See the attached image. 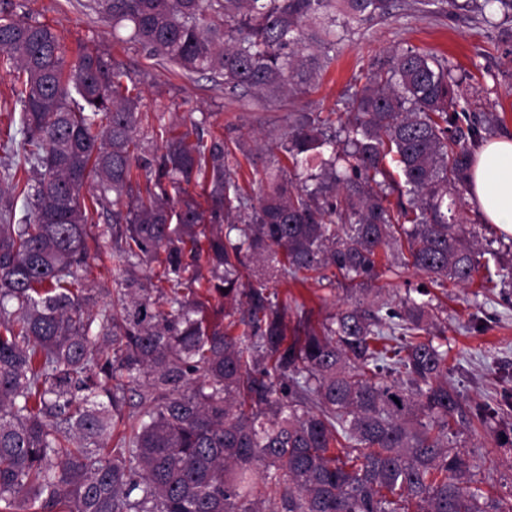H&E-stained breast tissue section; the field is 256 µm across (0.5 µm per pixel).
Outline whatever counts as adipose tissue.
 I'll use <instances>...</instances> for the list:
<instances>
[{"label":"adipose tissue","instance_id":"1","mask_svg":"<svg viewBox=\"0 0 512 512\" xmlns=\"http://www.w3.org/2000/svg\"><path fill=\"white\" fill-rule=\"evenodd\" d=\"M470 195L483 222L512 236V137L489 141L477 149Z\"/></svg>","mask_w":512,"mask_h":512}]
</instances>
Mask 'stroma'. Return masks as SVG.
Listing matches in <instances>:
<instances>
[{
  "label": "stroma",
  "instance_id": "obj_1",
  "mask_svg": "<svg viewBox=\"0 0 512 512\" xmlns=\"http://www.w3.org/2000/svg\"><path fill=\"white\" fill-rule=\"evenodd\" d=\"M84 2L12 0L13 16L50 27L60 36L66 53L95 48L123 63L142 91L146 131L162 120L182 132L191 121L205 117L218 133L233 124L276 132L278 116L291 107L340 111L353 76L367 70L374 59L412 47L443 55L454 74H465L462 97L473 107L497 113L498 136H512V18L501 14L489 22L472 13L446 17L424 11L418 0H399L394 16L362 27L340 46L335 61L314 87L263 106L225 92L206 74H185L147 58L127 42L125 30H113L111 20L86 9ZM79 275L82 282L98 288L97 301L102 304L109 301L121 271L106 251L91 257ZM276 289L280 296L304 302L316 323L347 301L343 290L321 289L311 281L280 282ZM446 291L449 386L467 401L511 395L512 299H505L501 289H483L475 282L451 281ZM504 423L511 425L512 416L492 422L489 430L460 435L458 442L477 464L482 489L499 501L501 512H512V447H500L496 439Z\"/></svg>",
  "mask_w": 512,
  "mask_h": 512
}]
</instances>
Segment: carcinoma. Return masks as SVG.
Here are the masks:
<instances>
[{
	"label": "carcinoma",
	"instance_id": "cac0c4a2",
	"mask_svg": "<svg viewBox=\"0 0 512 512\" xmlns=\"http://www.w3.org/2000/svg\"><path fill=\"white\" fill-rule=\"evenodd\" d=\"M424 5L512 16V0ZM10 6L0 0L19 108L0 137L3 512H499L454 438L512 402L462 405L438 297L420 287L395 309L374 287L384 269L443 288L483 267L512 288V245L457 223L475 147L500 118L460 105L447 58L395 50L354 79L346 111L293 108L277 136L235 127L226 141L204 120L147 133L122 64L87 47L67 57ZM86 7L148 58L272 102L313 85L396 0ZM255 148L263 179L243 171ZM108 238L122 279L99 306L78 272ZM153 262L162 285L147 288L139 268ZM288 278L339 285L353 303L315 325L269 287Z\"/></svg>",
	"mask_w": 512,
	"mask_h": 512
}]
</instances>
